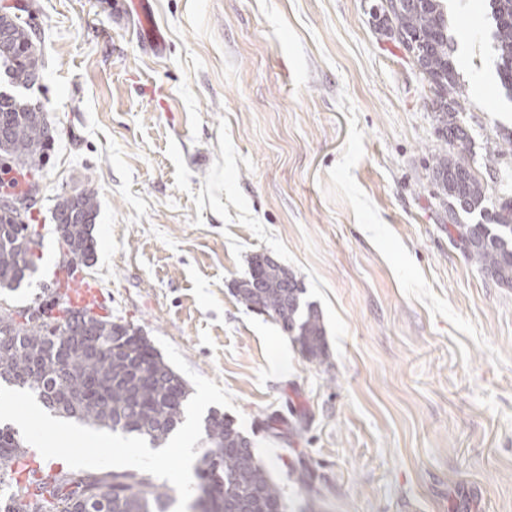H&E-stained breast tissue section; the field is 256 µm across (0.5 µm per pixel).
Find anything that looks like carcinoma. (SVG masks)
Segmentation results:
<instances>
[{
  "instance_id": "1",
  "label": "carcinoma",
  "mask_w": 512,
  "mask_h": 512,
  "mask_svg": "<svg viewBox=\"0 0 512 512\" xmlns=\"http://www.w3.org/2000/svg\"><path fill=\"white\" fill-rule=\"evenodd\" d=\"M496 74L512 100V0H489ZM11 38L0 42V69L18 87L35 85L43 70L36 34L14 16L0 15ZM382 28L405 37L406 50L420 42L425 53L413 64L432 93L436 130L451 151L431 156V180L448 200V235L481 271L501 287L512 288V199L486 206L485 185L466 160L469 133L460 119L468 90L459 80L448 14L442 0H412L382 19ZM38 100L0 93V155L36 173L45 164L53 139L37 118ZM79 208L86 220L72 217ZM479 212L482 220L466 224L460 213ZM97 198L91 191L59 197L52 219L65 225L61 246L82 254L95 251L93 224ZM32 212L25 223L0 216V290L14 291L35 269L40 255H24L26 232L36 233ZM259 257L250 262L253 275L237 289L239 303L262 307L302 355L321 363L328 358L325 327L314 305L304 301L299 283L285 285L277 272L258 274ZM42 303L17 311L8 330L0 328V380L36 395L43 406L63 417L98 428L144 438L160 447L182 423L189 388L161 357L140 329L110 315L92 324L68 320L54 328L42 318ZM26 454L19 432L0 426V512H14L21 491L31 498L29 512H170L172 489L150 474L133 470L51 473L30 469L20 478ZM198 485L211 488L208 512H235L242 503L254 512H285L281 490L254 454L252 443L230 419L212 412L204 425L203 451L195 468Z\"/></svg>"
}]
</instances>
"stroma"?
I'll return each mask as SVG.
<instances>
[{
  "mask_svg": "<svg viewBox=\"0 0 512 512\" xmlns=\"http://www.w3.org/2000/svg\"><path fill=\"white\" fill-rule=\"evenodd\" d=\"M113 2L0 0L37 30L31 95L57 131L33 211L42 258L7 303L51 288L54 205L94 191L78 276L114 321L231 394L225 414L267 448L286 512H512V288L448 236L432 92L378 0H152L160 55ZM459 4L460 79L487 83L460 114L466 158L496 201L512 196V154L487 155L512 101L488 0ZM256 255L302 283L326 363L238 302Z\"/></svg>",
  "mask_w": 512,
  "mask_h": 512,
  "instance_id": "obj_1",
  "label": "stroma"
}]
</instances>
